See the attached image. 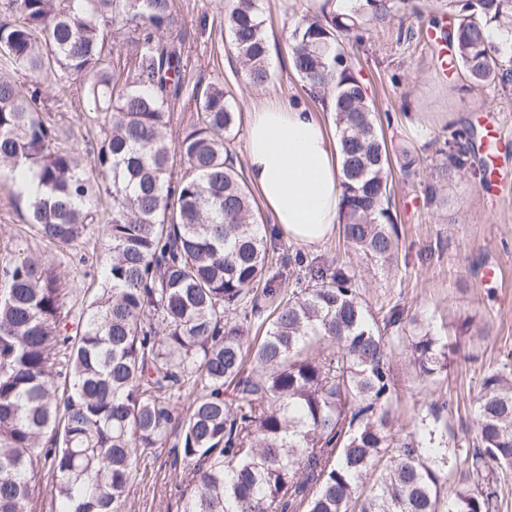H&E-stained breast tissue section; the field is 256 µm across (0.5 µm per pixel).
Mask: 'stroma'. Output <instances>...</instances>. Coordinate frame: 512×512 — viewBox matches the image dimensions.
Returning <instances> with one entry per match:
<instances>
[{
  "mask_svg": "<svg viewBox=\"0 0 512 512\" xmlns=\"http://www.w3.org/2000/svg\"><path fill=\"white\" fill-rule=\"evenodd\" d=\"M183 21L184 60L193 82H219L230 91L239 113L271 95L304 97L305 92L285 50L295 19L303 16V0H262L270 46L271 83L249 84L239 61L218 31L224 26L227 0H174ZM429 13L406 17L410 37L398 42L391 31L366 34L363 41L347 39L345 52L376 104L391 157L403 150L417 153V173L394 176V221L399 229L397 266L366 260L331 236L308 258H337L355 273L358 291L376 317L392 308L404 311L405 320L394 327L392 370L397 390L393 401L394 428L399 435L413 431L418 417L431 403L442 404L448 447H465L475 435L472 401L482 379L493 372H512V85L507 88H471L456 73L441 74L435 67L423 33ZM498 115L497 146L508 180L484 190L479 177L464 173L450 180L448 204L427 205L424 187L436 165L431 148L449 129L466 126L485 131L482 108ZM26 206L16 186L0 173V257L10 254L18 236L29 239L34 253L43 255L61 271L71 290L74 314H81L98 292L102 250H94L86 264L58 253L36 236L26 222ZM497 264L503 277L486 283L485 265ZM419 317L439 336L454 335L462 321L470 326L447 380L439 386L421 383L407 354L409 318ZM172 448H158L138 460L122 512H180L178 485L181 470L172 464Z\"/></svg>",
  "mask_w": 512,
  "mask_h": 512,
  "instance_id": "stroma-1",
  "label": "stroma"
}]
</instances>
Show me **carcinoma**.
Wrapping results in <instances>:
<instances>
[{
	"label": "carcinoma",
	"instance_id": "1",
	"mask_svg": "<svg viewBox=\"0 0 512 512\" xmlns=\"http://www.w3.org/2000/svg\"><path fill=\"white\" fill-rule=\"evenodd\" d=\"M429 2L432 22L453 17L459 77L512 84V56L486 36L512 34V0ZM408 11L420 12L415 0H354L348 13L300 17L286 42L302 85L330 93L336 112L339 236L388 264L399 240L389 154L339 38L389 29ZM264 23L259 0H234L224 16L255 87L272 80ZM182 27L173 0H0V167L14 172L42 240L66 250L101 223L105 260L102 287L74 324L55 266L22 241L0 258V512H35L46 491L59 512H120L133 463L170 442L173 465L190 466L182 512H440L454 468L465 481L452 512H492L493 474L512 467V376L483 378L472 447L455 457L433 407L394 437L387 327L402 313L381 326L345 266L278 252L233 160L238 113L223 85L196 87V122L173 134ZM110 32L124 37V55H112ZM73 76L97 127L83 156L65 128L66 86L52 115L41 90L43 78ZM476 136L450 129L433 141L427 204L448 205L443 187L472 167ZM103 194L112 212L100 219L93 201ZM248 308L252 338L228 325ZM411 324L419 377L447 378L456 348Z\"/></svg>",
	"mask_w": 512,
	"mask_h": 512
}]
</instances>
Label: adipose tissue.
<instances>
[{
	"label": "adipose tissue",
	"instance_id": "obj_1",
	"mask_svg": "<svg viewBox=\"0 0 512 512\" xmlns=\"http://www.w3.org/2000/svg\"><path fill=\"white\" fill-rule=\"evenodd\" d=\"M246 169L274 224L305 247L322 245L339 222V147L306 107L266 98L248 114Z\"/></svg>",
	"mask_w": 512,
	"mask_h": 512
}]
</instances>
